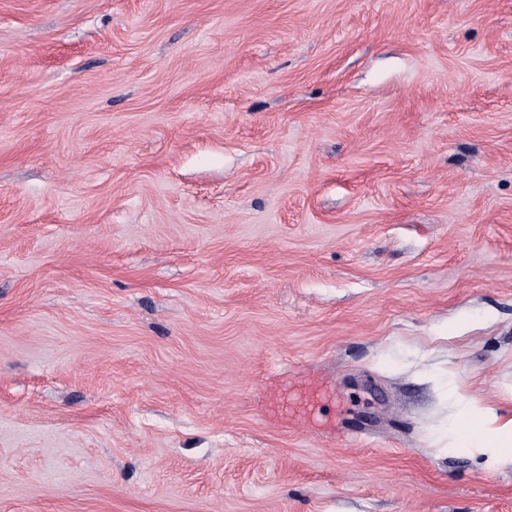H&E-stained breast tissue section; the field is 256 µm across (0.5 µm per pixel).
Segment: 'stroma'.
Segmentation results:
<instances>
[{
    "mask_svg": "<svg viewBox=\"0 0 512 512\" xmlns=\"http://www.w3.org/2000/svg\"><path fill=\"white\" fill-rule=\"evenodd\" d=\"M337 395L287 432L269 390ZM512 0H0V512H512ZM456 441L481 457L488 471L512 464V418L487 419L478 407L468 405L461 413Z\"/></svg>",
    "mask_w": 512,
    "mask_h": 512,
    "instance_id": "35a3bbf8",
    "label": "stroma"
}]
</instances>
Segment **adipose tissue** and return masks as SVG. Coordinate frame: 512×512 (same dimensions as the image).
<instances>
[{
  "label": "adipose tissue",
  "mask_w": 512,
  "mask_h": 512,
  "mask_svg": "<svg viewBox=\"0 0 512 512\" xmlns=\"http://www.w3.org/2000/svg\"><path fill=\"white\" fill-rule=\"evenodd\" d=\"M457 440L481 457L486 470L512 464V418H486L475 405L466 406L457 429Z\"/></svg>",
  "instance_id": "adipose-tissue-1"
}]
</instances>
